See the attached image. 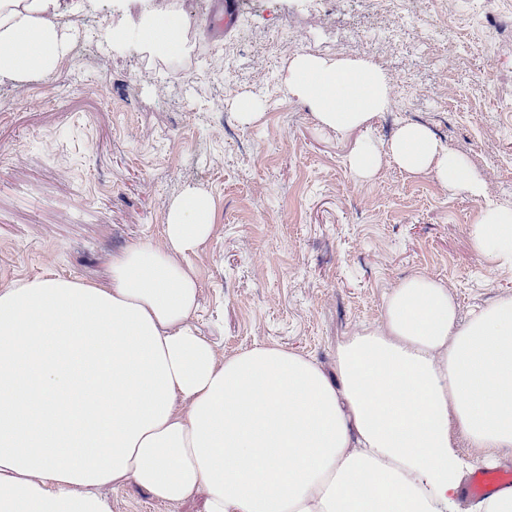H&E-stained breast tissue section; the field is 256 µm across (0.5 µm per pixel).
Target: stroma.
<instances>
[{
    "mask_svg": "<svg viewBox=\"0 0 512 512\" xmlns=\"http://www.w3.org/2000/svg\"><path fill=\"white\" fill-rule=\"evenodd\" d=\"M209 2L177 0L189 49L164 59L110 51L99 29L121 16L87 0L50 78L0 84V283L48 270L104 281L113 253L157 238L169 204L199 186L217 229L192 259L196 324L222 352L266 341L332 371L337 340L379 322L385 291L418 270L464 315L512 294V266L472 248L480 202L387 164L364 189L348 167L361 140L418 122L512 204V0H241L222 33L202 24ZM302 52L378 63L392 110L366 130L322 129L281 79ZM243 96L260 113L249 125L235 116ZM111 496L117 512H205L201 493Z\"/></svg>",
    "mask_w": 512,
    "mask_h": 512,
    "instance_id": "stroma-1",
    "label": "stroma"
}]
</instances>
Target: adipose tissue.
<instances>
[{"label": "adipose tissue", "instance_id": "ef3b65f1", "mask_svg": "<svg viewBox=\"0 0 512 512\" xmlns=\"http://www.w3.org/2000/svg\"><path fill=\"white\" fill-rule=\"evenodd\" d=\"M75 0H0V82L54 72L72 47ZM170 0L137 23L105 24L115 51L187 50ZM283 80L321 127H369L393 104L374 61L300 53ZM390 158L481 204L474 251L512 262V208L430 130L407 123L380 149L361 141L362 183ZM214 202L187 188L160 239L113 256L106 281L48 272L0 284V512H115L106 488L134 483L206 512H454L468 442L493 464L512 448V295L461 316L421 271L383 314L336 343L333 373L256 343L219 355L192 319L201 285L188 255L212 237Z\"/></svg>", "mask_w": 512, "mask_h": 512}]
</instances>
